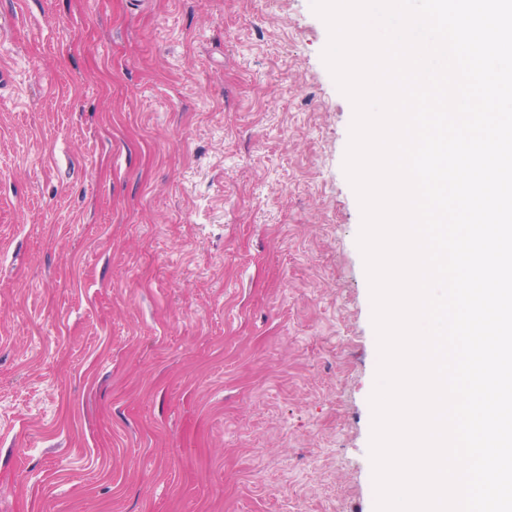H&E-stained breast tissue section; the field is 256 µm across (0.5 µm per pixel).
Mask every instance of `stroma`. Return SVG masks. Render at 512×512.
Instances as JSON below:
<instances>
[{"label":"stroma","instance_id":"obj_1","mask_svg":"<svg viewBox=\"0 0 512 512\" xmlns=\"http://www.w3.org/2000/svg\"><path fill=\"white\" fill-rule=\"evenodd\" d=\"M328 40L312 0H0V512H375Z\"/></svg>","mask_w":512,"mask_h":512}]
</instances>
